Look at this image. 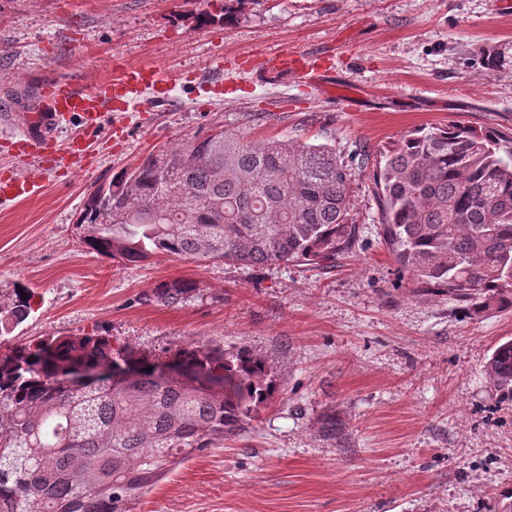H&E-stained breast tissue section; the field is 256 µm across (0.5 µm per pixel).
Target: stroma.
I'll use <instances>...</instances> for the list:
<instances>
[{
	"instance_id": "stroma-1",
	"label": "stroma",
	"mask_w": 512,
	"mask_h": 512,
	"mask_svg": "<svg viewBox=\"0 0 512 512\" xmlns=\"http://www.w3.org/2000/svg\"><path fill=\"white\" fill-rule=\"evenodd\" d=\"M220 7L0 0V139L20 133L48 79L91 86L118 63L167 80L164 97L103 114L92 170L0 205V289L34 293L28 319L0 337L95 333L156 355L217 343L265 359L279 385L270 406L133 512H498L512 500V403L483 366L512 338V312L471 319L454 300L416 296L381 241L368 172L349 189L359 241L333 267L129 264L89 252L75 223L93 186L215 126L328 144L348 162L451 120L512 131V76L473 59L481 44L512 49V0H246L238 23L196 26ZM285 49L316 55L324 78L269 74ZM179 278L199 296L153 300Z\"/></svg>"
}]
</instances>
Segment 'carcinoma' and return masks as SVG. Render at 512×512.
Wrapping results in <instances>:
<instances>
[{"label":"carcinoma","mask_w":512,"mask_h":512,"mask_svg":"<svg viewBox=\"0 0 512 512\" xmlns=\"http://www.w3.org/2000/svg\"><path fill=\"white\" fill-rule=\"evenodd\" d=\"M487 69L512 56L481 45ZM372 167L381 239L420 295L447 296L471 318L512 309V133L458 121L402 136ZM353 167L326 144L254 139L214 127L163 145L89 192L76 221L97 255L140 263L158 255L199 263L307 262L330 267L355 248ZM199 292L186 279L154 288L179 305ZM33 292L0 291V323L26 320ZM0 355V512H132L177 465L244 431L277 390L267 362L243 348L192 343L156 358L110 336H53ZM142 370L133 383L112 366ZM72 365L106 380L70 386ZM175 367L163 381L149 368ZM484 375L512 401V338Z\"/></svg>","instance_id":"obj_1"}]
</instances>
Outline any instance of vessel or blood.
Wrapping results in <instances>:
<instances>
[{"instance_id": "b4317fda", "label": "vessel or blood", "mask_w": 512, "mask_h": 512, "mask_svg": "<svg viewBox=\"0 0 512 512\" xmlns=\"http://www.w3.org/2000/svg\"><path fill=\"white\" fill-rule=\"evenodd\" d=\"M273 70L303 79L315 78L320 74L315 61L306 55L281 56ZM160 81L159 71L149 67L119 68L112 81L91 88L80 87L65 79L49 80L40 89V112L33 114L15 146L20 153L38 158L45 169L51 172L84 163L88 150L83 142L75 140L66 149H58L54 143L53 128L61 122L75 120L83 128L96 130L102 112L112 107L127 109L143 93L157 89ZM40 190L38 181L20 179L13 175L0 176L1 205L31 198Z\"/></svg>"}]
</instances>
